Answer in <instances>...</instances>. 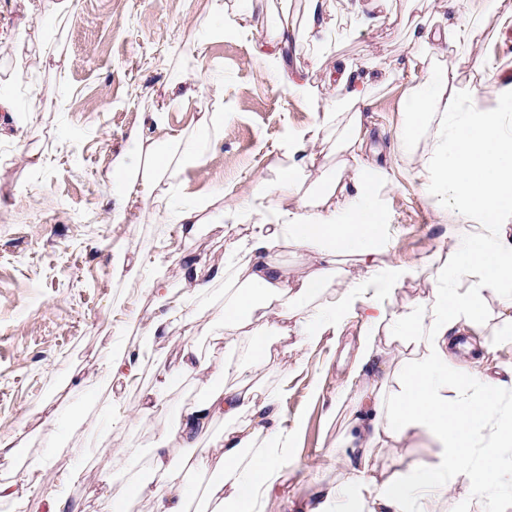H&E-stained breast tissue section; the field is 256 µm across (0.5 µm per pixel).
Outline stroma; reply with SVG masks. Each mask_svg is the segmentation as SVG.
Returning <instances> with one entry per match:
<instances>
[{
  "label": "stroma",
  "instance_id": "35a3bbf8",
  "mask_svg": "<svg viewBox=\"0 0 512 512\" xmlns=\"http://www.w3.org/2000/svg\"><path fill=\"white\" fill-rule=\"evenodd\" d=\"M58 0H0V86L13 109L0 112V440L12 441L0 455V482L19 477L48 454L55 470L43 473L36 491L55 490L56 473L77 466L73 451L102 446L86 463L83 482L71 490L78 512H103L102 476L121 489L129 474L149 476L150 451L160 428L176 424V403L189 404L223 386L216 366L224 356V287L199 299L195 317L176 322L140 363L137 384L121 383L127 406L152 388L159 369L170 366L183 346L194 345L209 360L205 375L176 378L174 407L112 427L103 408L107 390L96 369L113 347L141 346L139 332L163 306L149 284L163 276L181 293L178 257L193 255L203 267L224 259L226 247L250 237L251 224L230 212L256 204L260 187L277 182L298 161L293 148L322 117L326 105L344 98L335 70L373 93L362 108V162L375 187L373 204L382 226L378 258L383 263L387 308L416 303L433 285L422 268L449 269L478 225L455 223L440 202L442 185L427 164L436 123L425 125L408 147L399 143L405 96L414 78L408 61L426 55L411 41L413 25L441 18L459 23L480 0H321L329 32L346 29L319 54L299 38L289 39L281 67L262 57L263 37L274 20L302 22L305 0H273V14L254 13V29L235 28L249 0H224L223 16L212 0H74L66 13ZM375 17L364 25L362 16ZM223 26L224 35L208 30ZM459 80L477 91L478 104L503 111L512 122V27L487 13L472 52H449ZM199 74L195 94L175 98V87ZM224 99V136L200 140L201 164L178 170L172 207L201 208L196 236L179 235L174 224L156 223L142 207L124 223L110 217L112 186L106 175L116 159L140 167L143 159L129 135L161 138L196 133L214 98ZM167 105L158 128L148 114ZM364 271L345 262L322 300L344 297L346 312L333 331L301 352L274 346L254 374L256 387L280 396L287 440L284 477L267 490L260 512H298L314 485L342 479L336 440L346 426L348 399L365 382L359 352L367 332L364 309L372 291L359 288ZM451 363L479 374L512 375V317L488 299L482 326H461ZM126 456L113 460L110 451ZM438 451L421 436L384 449L377 470L408 473L417 462L433 463Z\"/></svg>",
  "mask_w": 512,
  "mask_h": 512
}]
</instances>
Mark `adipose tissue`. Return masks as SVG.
Listing matches in <instances>:
<instances>
[{
	"mask_svg": "<svg viewBox=\"0 0 512 512\" xmlns=\"http://www.w3.org/2000/svg\"><path fill=\"white\" fill-rule=\"evenodd\" d=\"M318 4L310 0L302 24L287 20L270 30L268 44L287 40L294 32L324 44L328 31L318 20ZM482 25V15L475 13L465 24L428 27L419 34L433 56L425 66L416 57L409 61L410 67L424 66L425 76L407 98L401 138L414 142L434 117L444 124L455 121L454 133L440 134L430 148V162L444 187L442 201L454 210L457 223L477 222L496 234L471 238L453 274L437 275L429 298L392 310L370 303L367 325L372 334L364 340L360 366L377 368L380 375L363 387L336 443V459L347 480L319 487L304 512H441V496L460 481L484 507L491 488L512 479V466L503 462L512 451V407L502 406L503 381L453 369L448 353L449 332L461 323L481 325L488 297H496L503 310L512 309V238L496 230L504 213L512 212V134L498 109L470 106L473 89L458 81L446 60L449 49L471 48ZM367 100L366 86L353 88L304 136L312 146L320 141L324 123L334 120L343 126L338 141L342 158L325 172L322 192L280 208L273 221L263 210H253L251 236L227 247L223 263L209 270H202L192 257H181L184 291L160 290L166 310L143 332L142 348L151 350L175 321L191 318L209 281L224 283V360L219 370L234 385L183 407L175 426L193 445L195 465L214 473L205 496L215 512H255L259 497L282 474L274 445L281 431L279 399L255 389L253 369L269 356L275 341L298 336L308 345L335 327L341 304L322 303L321 296L340 258H354L370 273L376 268L381 215L369 204L372 183L360 163L359 107ZM134 141L149 169L133 175L113 166L108 175L114 191L113 223H122L128 208L143 203L151 206L159 223L178 225L183 235L194 234L200 222L197 209H171L165 184L176 169L201 160L196 140L181 134L163 140L138 134ZM288 245L310 255L312 269L305 276L291 277L269 257V250ZM453 276L468 277V288L451 286ZM200 370L195 351L184 348L176 366L158 372L139 408L111 395L107 412L112 422L126 424L136 412L164 408L173 380ZM218 414L234 420V427L225 430L218 451L197 447V439ZM413 434L428 437L439 448V463L377 479L372 464L376 447ZM168 439L164 431L155 441L150 478L131 476L117 491L111 477L102 478V497L110 512H129L133 499L145 497L157 503L159 512H187L181 475L169 461Z\"/></svg>",
	"mask_w": 512,
	"mask_h": 512,
	"instance_id": "1",
	"label": "adipose tissue"
}]
</instances>
